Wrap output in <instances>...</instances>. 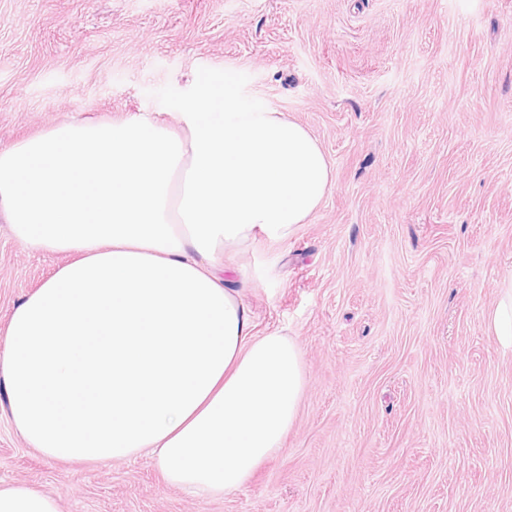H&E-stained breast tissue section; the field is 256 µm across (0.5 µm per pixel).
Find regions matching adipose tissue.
<instances>
[{
  "mask_svg": "<svg viewBox=\"0 0 512 512\" xmlns=\"http://www.w3.org/2000/svg\"><path fill=\"white\" fill-rule=\"evenodd\" d=\"M331 188L304 126L204 79L169 121H64L0 149L14 239L73 257L9 318L13 428L49 460L146 454L189 494L244 487L292 428L305 370L291 337L256 335L224 256L288 240ZM0 512L59 507L15 483L0 485Z\"/></svg>",
  "mask_w": 512,
  "mask_h": 512,
  "instance_id": "1",
  "label": "adipose tissue"
}]
</instances>
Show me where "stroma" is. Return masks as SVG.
I'll return each mask as SVG.
<instances>
[{"label":"stroma","mask_w":512,"mask_h":512,"mask_svg":"<svg viewBox=\"0 0 512 512\" xmlns=\"http://www.w3.org/2000/svg\"><path fill=\"white\" fill-rule=\"evenodd\" d=\"M318 141L334 183L226 256L298 343L282 450L220 500L150 458L45 459L0 407V481L60 512H512V0H0V148L65 119H166L197 76ZM68 256L0 214V333Z\"/></svg>","instance_id":"35a3bbf8"}]
</instances>
